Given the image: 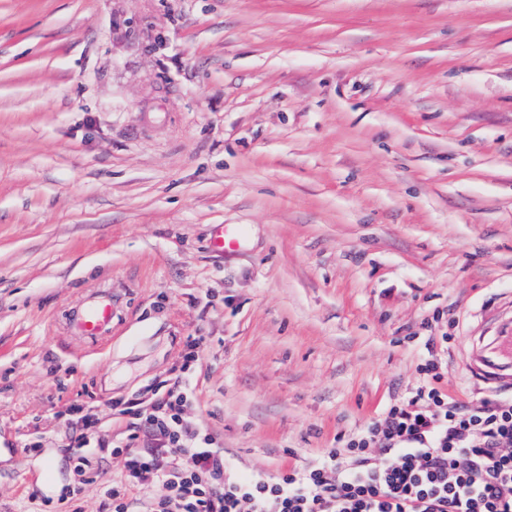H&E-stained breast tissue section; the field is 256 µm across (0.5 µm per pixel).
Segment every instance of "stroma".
I'll return each instance as SVG.
<instances>
[{
    "label": "stroma",
    "mask_w": 512,
    "mask_h": 512,
    "mask_svg": "<svg viewBox=\"0 0 512 512\" xmlns=\"http://www.w3.org/2000/svg\"><path fill=\"white\" fill-rule=\"evenodd\" d=\"M216 224L245 225L241 252ZM106 289L111 333L80 336ZM507 307L512 0H0V512L75 484L73 512H102L112 403H150L187 337L191 417L273 473L432 354L459 401L512 400L464 367ZM75 405L100 420L83 476ZM245 233L241 226L216 224L210 238L211 248L220 253H235L243 248Z\"/></svg>",
    "instance_id": "1"
}]
</instances>
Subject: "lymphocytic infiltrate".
Listing matches in <instances>:
<instances>
[{
	"instance_id": "f902f5d3",
	"label": "lymphocytic infiltrate",
	"mask_w": 512,
	"mask_h": 512,
	"mask_svg": "<svg viewBox=\"0 0 512 512\" xmlns=\"http://www.w3.org/2000/svg\"><path fill=\"white\" fill-rule=\"evenodd\" d=\"M344 447L274 474L242 475L187 417L195 384L171 378L150 409L134 411L130 434L113 445L120 481L102 487L112 512H132L131 490L167 495L149 512H512V403L467 406L445 391L438 363ZM155 448H135L139 433Z\"/></svg>"
}]
</instances>
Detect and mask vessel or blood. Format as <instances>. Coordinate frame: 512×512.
I'll return each instance as SVG.
<instances>
[{"instance_id": "obj_1", "label": "vessel or blood", "mask_w": 512, "mask_h": 512, "mask_svg": "<svg viewBox=\"0 0 512 512\" xmlns=\"http://www.w3.org/2000/svg\"><path fill=\"white\" fill-rule=\"evenodd\" d=\"M245 233L241 226L215 225L210 238L214 251L235 253L242 249ZM81 336H103L112 322V294L102 292L99 298L84 308L76 318ZM466 369L472 380L491 386L512 380V317L501 314L470 343Z\"/></svg>"}]
</instances>
